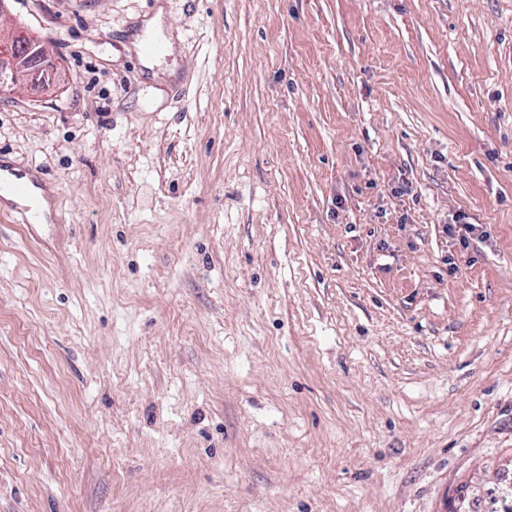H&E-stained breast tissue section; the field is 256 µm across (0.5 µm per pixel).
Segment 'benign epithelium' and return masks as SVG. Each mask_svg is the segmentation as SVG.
Listing matches in <instances>:
<instances>
[{"instance_id": "benign-epithelium-1", "label": "benign epithelium", "mask_w": 512, "mask_h": 512, "mask_svg": "<svg viewBox=\"0 0 512 512\" xmlns=\"http://www.w3.org/2000/svg\"><path fill=\"white\" fill-rule=\"evenodd\" d=\"M16 32L0 30V95L12 92L29 77L46 72L50 56L45 42H35L17 50ZM470 485L459 486L451 499V512H467Z\"/></svg>"}]
</instances>
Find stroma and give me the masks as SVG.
<instances>
[{
    "instance_id": "obj_1",
    "label": "stroma",
    "mask_w": 512,
    "mask_h": 512,
    "mask_svg": "<svg viewBox=\"0 0 512 512\" xmlns=\"http://www.w3.org/2000/svg\"><path fill=\"white\" fill-rule=\"evenodd\" d=\"M162 14L152 77L131 49ZM0 512H445L512 457V0H7ZM470 224L467 242L447 234ZM16 32L0 30V95L12 92L29 77L47 71L50 56L45 42H35L15 50ZM10 176L4 177L3 173H0V193L4 189H8L11 193H3V199L6 202H13L16 204H20L23 206H31L34 209L28 208L31 211V215H24L23 222L33 224L39 217V213L35 210L38 209L41 212V222L46 220V214L49 212V203L45 196L46 192L44 189L40 188L37 184L32 183L31 188L33 193L28 197H19L26 196L28 194V186L25 181H23V173L18 170L17 172L10 171ZM18 195V196H16Z\"/></svg>"
}]
</instances>
